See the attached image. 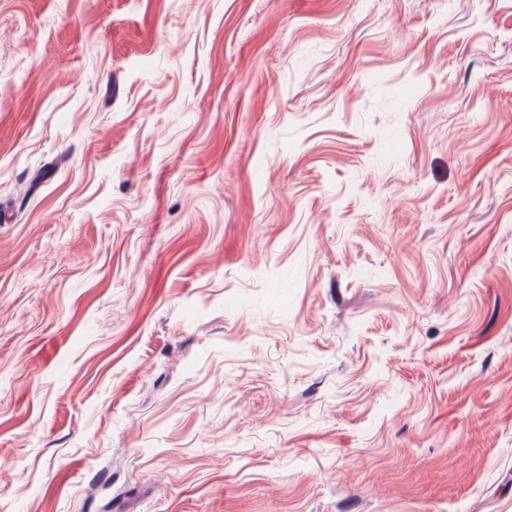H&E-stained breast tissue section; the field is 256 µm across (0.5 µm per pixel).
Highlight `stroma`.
<instances>
[{
  "instance_id": "obj_1",
  "label": "stroma",
  "mask_w": 512,
  "mask_h": 512,
  "mask_svg": "<svg viewBox=\"0 0 512 512\" xmlns=\"http://www.w3.org/2000/svg\"><path fill=\"white\" fill-rule=\"evenodd\" d=\"M0 512H512V0H0Z\"/></svg>"
}]
</instances>
